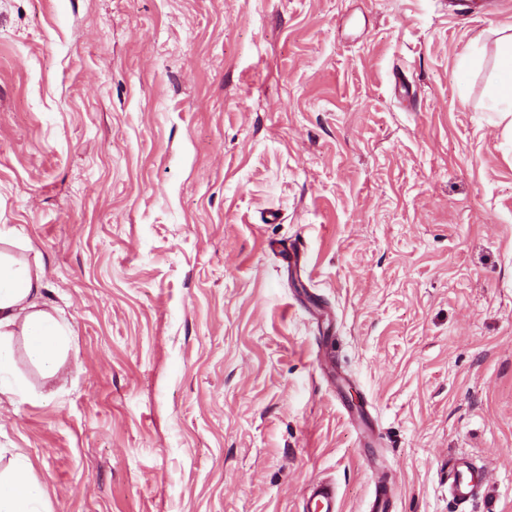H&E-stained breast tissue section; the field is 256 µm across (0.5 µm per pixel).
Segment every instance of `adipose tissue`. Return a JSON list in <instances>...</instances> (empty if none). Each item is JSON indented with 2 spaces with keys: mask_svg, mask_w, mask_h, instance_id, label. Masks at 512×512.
Listing matches in <instances>:
<instances>
[{
  "mask_svg": "<svg viewBox=\"0 0 512 512\" xmlns=\"http://www.w3.org/2000/svg\"><path fill=\"white\" fill-rule=\"evenodd\" d=\"M492 108L512 120V34L500 37L491 91ZM13 231L0 229V397L22 401L27 386L9 370L14 336H23L30 361L47 375L61 364L67 326L46 309L43 270L15 259L6 246L18 245ZM46 489L23 456L0 472V512H45Z\"/></svg>",
  "mask_w": 512,
  "mask_h": 512,
  "instance_id": "obj_1",
  "label": "adipose tissue"
}]
</instances>
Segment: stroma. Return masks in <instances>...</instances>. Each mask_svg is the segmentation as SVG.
<instances>
[{"label":"stroma","instance_id":"obj_1","mask_svg":"<svg viewBox=\"0 0 512 512\" xmlns=\"http://www.w3.org/2000/svg\"><path fill=\"white\" fill-rule=\"evenodd\" d=\"M450 0H0V225L69 327L47 512H512V132ZM486 465L459 503L448 464ZM374 495L369 505L370 512H393V494L390 481L384 473L373 476ZM314 504V507L312 508ZM307 511L336 512V489L330 484L317 482L310 486Z\"/></svg>","mask_w":512,"mask_h":512}]
</instances>
